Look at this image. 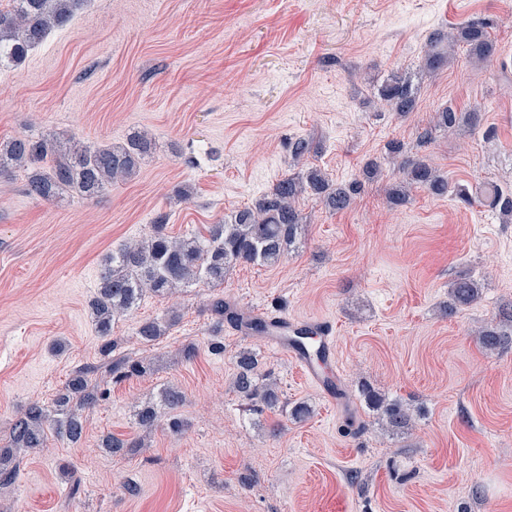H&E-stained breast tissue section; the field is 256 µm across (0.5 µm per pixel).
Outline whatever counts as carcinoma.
Returning <instances> with one entry per match:
<instances>
[{"label": "carcinoma", "mask_w": 512, "mask_h": 512, "mask_svg": "<svg viewBox=\"0 0 512 512\" xmlns=\"http://www.w3.org/2000/svg\"><path fill=\"white\" fill-rule=\"evenodd\" d=\"M11 2V9H0V68L22 63L49 31L70 22L83 0ZM461 37L477 54H492L493 45L483 26L468 27ZM438 43V39L432 42L425 57V66L431 73L447 63ZM380 98L401 116L417 109L415 89L410 80L401 76L391 78L381 87ZM151 150V140L142 133L131 134L123 144L102 146H84L56 134L22 135L0 144V174L24 169V191L38 200L53 201L65 192L90 200L104 194L112 182L135 175ZM400 167L407 187L426 188L438 196L448 193V182L438 177L425 160L406 159ZM358 189L356 184L335 187L321 170L312 167L281 179L255 207L239 209L224 221L208 225L204 234L172 238L166 234V218L158 219L148 238L125 245L104 259L98 293L89 304L96 331L104 338L102 353L108 355L115 347L111 339L112 322L132 314L144 293L162 296L200 283L219 285L224 283L226 273L239 264L275 265L297 245L301 235V217L295 207L300 194L309 190L322 197L326 206L339 211L351 204ZM486 202L505 215L512 214V195L496 187ZM448 295L451 315L479 299L481 286L473 279H460ZM173 322L172 318L144 322L137 334L150 343L165 335ZM478 341L490 353L511 344L512 310L479 331ZM258 368L255 352H239L234 388L252 404L274 409L281 404L280 396L274 384L258 373ZM109 370L119 377L146 373L142 363L125 358L109 363ZM365 397L378 410L379 420L388 431L398 434L408 429L411 414L403 403L385 401L368 392ZM98 400L97 387L89 384L86 372L80 369L57 397L54 412L37 403L30 405L13 424L11 447L0 448V490L12 486L16 477V466L9 467L6 462L40 450L48 431L70 443L79 442L83 436L81 412ZM182 403L180 391L170 387L164 390L161 407L173 412ZM158 419V408L153 405L136 413L138 425L144 430L151 429Z\"/></svg>", "instance_id": "1"}]
</instances>
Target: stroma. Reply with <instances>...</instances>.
<instances>
[{
    "instance_id": "1",
    "label": "stroma",
    "mask_w": 512,
    "mask_h": 512,
    "mask_svg": "<svg viewBox=\"0 0 512 512\" xmlns=\"http://www.w3.org/2000/svg\"><path fill=\"white\" fill-rule=\"evenodd\" d=\"M476 21L494 55L461 42L427 74L431 38ZM395 75L413 80L416 112L382 106L378 89ZM447 107L478 124L436 127ZM49 131L91 145L141 131L154 149L94 200H36L23 173L0 176V448L30 403L53 408L75 370L90 367L106 390L83 413L79 446L51 436L21 459L0 512H512V347L489 353L475 336L512 306V219L483 202L489 187L512 189V0H85L0 70V143ZM299 138L318 147L304 167L360 183L350 206L304 193L302 241L279 265L145 295L112 337L114 356L147 371L110 375L88 307L105 255L162 215L181 238L253 206L294 172ZM391 141L472 201L417 188L393 202ZM461 277L482 294L451 315ZM217 298L329 323L344 398L328 404L288 356L217 327ZM164 316L175 319L165 336H137ZM245 349L272 372L281 407L258 415L234 392ZM168 386L183 394L182 431L165 414L143 431L136 410ZM367 390L407 405L403 434L381 429ZM300 403L302 419L291 414ZM349 420L359 432L343 433ZM109 435L130 449L109 454ZM67 468L83 478L78 495Z\"/></svg>"
}]
</instances>
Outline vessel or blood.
Returning <instances> with one entry per match:
<instances>
[{"instance_id": "obj_1", "label": "vessel or blood", "mask_w": 512, "mask_h": 512, "mask_svg": "<svg viewBox=\"0 0 512 512\" xmlns=\"http://www.w3.org/2000/svg\"><path fill=\"white\" fill-rule=\"evenodd\" d=\"M267 327L261 336L262 342L275 350L286 353L300 368L305 379L328 401H335L339 374L336 369V345L331 329L325 323H309L318 349L325 354L324 361L312 359L308 351L300 346L295 335L301 325L287 315H271L266 319Z\"/></svg>"}]
</instances>
